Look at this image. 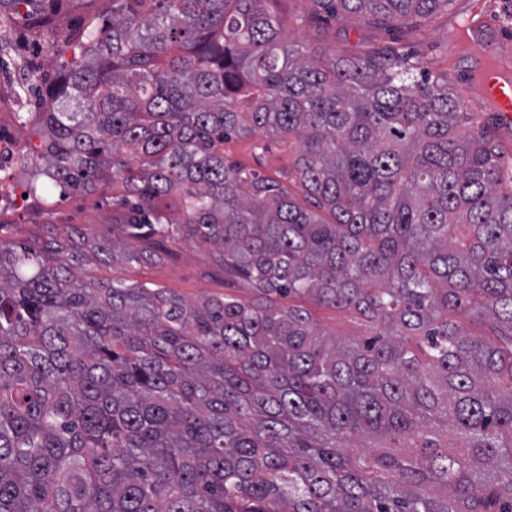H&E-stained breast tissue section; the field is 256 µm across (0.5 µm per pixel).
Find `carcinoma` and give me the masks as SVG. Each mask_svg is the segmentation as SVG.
<instances>
[{
  "label": "carcinoma",
  "mask_w": 512,
  "mask_h": 512,
  "mask_svg": "<svg viewBox=\"0 0 512 512\" xmlns=\"http://www.w3.org/2000/svg\"><path fill=\"white\" fill-rule=\"evenodd\" d=\"M263 2L112 0L33 86L31 179L110 180L124 212L110 232L0 239V512H512L495 126L396 46L315 59ZM315 2L396 28L449 0ZM232 135L294 137L303 197L224 161ZM184 237L252 297L79 276L88 256L144 265ZM275 296L371 332L325 339Z\"/></svg>",
  "instance_id": "carcinoma-1"
}]
</instances>
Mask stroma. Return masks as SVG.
<instances>
[{"instance_id":"obj_1","label":"stroma","mask_w":512,"mask_h":512,"mask_svg":"<svg viewBox=\"0 0 512 512\" xmlns=\"http://www.w3.org/2000/svg\"><path fill=\"white\" fill-rule=\"evenodd\" d=\"M491 2V11L479 16L472 0H450L447 10L422 32L411 27L390 30L361 18L335 21L314 0H267L266 7L286 37L304 43L321 60L357 56L369 46L387 43L417 55L433 76L447 77L469 109L484 120L492 117L493 111L482 108L472 97L471 78L491 61L500 78L512 82V0ZM45 7L52 16L46 25L23 13L11 15L5 40L12 50L0 54V73L24 66L37 76L54 77L59 63L57 44L75 26L108 19L112 0H47ZM297 156L298 145L291 138L231 136L224 141L227 161L277 179L294 191L299 188ZM117 193L108 181L99 182L91 191L53 187L48 194L39 195L36 217L17 214L0 235L19 243L44 236L49 224L104 229L112 221ZM164 248L167 257L153 265L93 262L84 266L83 274L90 281L124 278L146 282L189 300L220 296L238 288V281L225 279L208 246L178 241L165 243ZM309 311L319 332L331 338L345 340L370 331L368 323L346 311L316 305Z\"/></svg>"}]
</instances>
